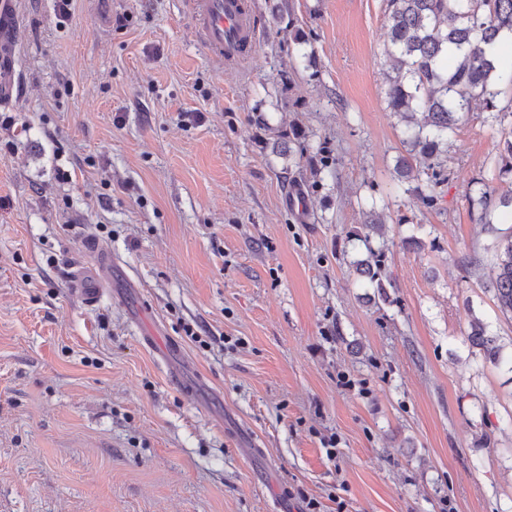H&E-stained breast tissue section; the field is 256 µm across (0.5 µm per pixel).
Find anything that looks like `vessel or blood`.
I'll list each match as a JSON object with an SVG mask.
<instances>
[{
  "label": "vessel or blood",
  "instance_id": "obj_1",
  "mask_svg": "<svg viewBox=\"0 0 512 512\" xmlns=\"http://www.w3.org/2000/svg\"><path fill=\"white\" fill-rule=\"evenodd\" d=\"M199 41L216 61L228 65L244 62L257 46V29L241 0H192ZM14 0H0V62L9 63L15 50ZM114 261L98 250L94 261L77 273L71 290L85 304H96L104 287L110 284Z\"/></svg>",
  "mask_w": 512,
  "mask_h": 512
}]
</instances>
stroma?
<instances>
[{"instance_id": "1", "label": "stroma", "mask_w": 512, "mask_h": 512, "mask_svg": "<svg viewBox=\"0 0 512 512\" xmlns=\"http://www.w3.org/2000/svg\"><path fill=\"white\" fill-rule=\"evenodd\" d=\"M16 2L0 512H300L305 494L321 512H512V320L485 288L512 214L485 224L468 201L483 183L512 191L493 168L512 125L469 113L427 208L394 176L384 0H287L312 68L268 0H249L254 57L224 68L189 0H73L66 17L56 0ZM257 112L327 143L335 173L289 167ZM372 207L389 245L379 304L346 239ZM91 243L121 267L88 306L69 276ZM474 315L502 363L472 352ZM151 320L179 346L169 357ZM288 51H290L291 44L293 45V51L297 53V55L306 59L309 64L315 62V51L311 46V42L308 37L305 35L303 30L299 28H295V24L293 19H288ZM291 43V44H290ZM308 47L310 50H308Z\"/></svg>"}]
</instances>
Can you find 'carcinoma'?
I'll return each mask as SVG.
<instances>
[{
	"label": "carcinoma",
	"mask_w": 512,
	"mask_h": 512,
	"mask_svg": "<svg viewBox=\"0 0 512 512\" xmlns=\"http://www.w3.org/2000/svg\"><path fill=\"white\" fill-rule=\"evenodd\" d=\"M385 53L392 75L386 91L387 108L404 127L405 155L395 168L397 180L416 182L407 192L416 202L431 207L437 188L444 182L442 156L448 152V135L461 119L479 109L502 123L512 118V104L500 105L502 87L512 88V61L496 58L490 50L503 39H512V0H386ZM293 51L315 62V51L303 30L288 20ZM277 140L288 139V159L304 157L306 134L290 126L279 130ZM315 174L333 172L337 158L318 146ZM480 208L482 219L492 223V212L512 209V192L493 198L489 189L469 197ZM348 243L359 254L352 267L357 277L374 288L385 301L387 285L384 266L385 225L371 209L364 224L350 231ZM499 311L512 319V233L496 245L494 276L487 284ZM467 340L489 361L500 360L502 347L487 325L471 316Z\"/></svg>",
	"instance_id": "carcinoma-1"
}]
</instances>
